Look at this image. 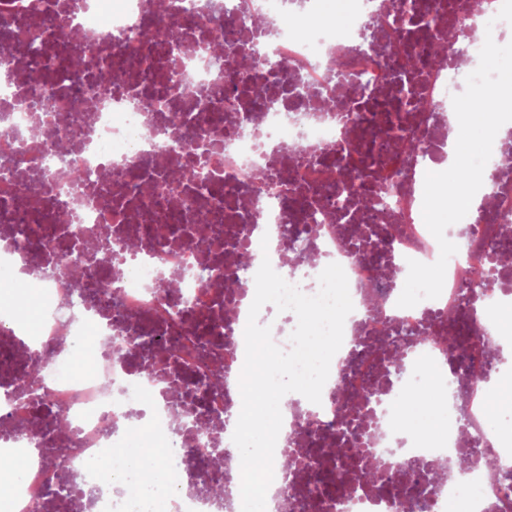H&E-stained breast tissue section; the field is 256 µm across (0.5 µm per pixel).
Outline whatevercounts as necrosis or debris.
I'll list each match as a JSON object with an SVG mask.
<instances>
[{"instance_id":"4bbe7bcc","label":"necrosis or debris","mask_w":512,"mask_h":512,"mask_svg":"<svg viewBox=\"0 0 512 512\" xmlns=\"http://www.w3.org/2000/svg\"><path fill=\"white\" fill-rule=\"evenodd\" d=\"M494 0H0V280L35 279L47 304L30 346L16 327L18 295L0 293V444L38 452L12 512H127L121 482L104 487L86 459L127 447L152 425L183 426L172 471L175 512H241L240 454L232 441L241 405L245 315L255 296L261 226L275 235L271 266L304 294L329 264L342 266L354 309L320 403H282L278 467L266 512H512L502 395L508 368L499 315L512 309V264L493 260L512 241V122L485 167L483 206L446 230L459 251L435 299L401 308L409 260L437 261L422 217L426 172L448 166L459 126L452 98L479 64L478 18ZM258 18L268 43L225 27L214 52L217 5ZM71 14L58 30L56 15ZM181 31L175 80L155 85L164 60L145 35L159 19ZM36 26L61 60L121 69L107 97L83 68L52 86L27 78L16 33ZM263 88V97L253 94ZM335 100L325 111L323 100ZM153 134L143 137L141 128ZM196 183L173 185L185 160ZM270 176L252 190L256 174ZM381 186L384 202L365 192ZM207 213L224 242L200 239ZM137 240L120 257L103 232ZM247 252L251 273L234 274ZM171 282L158 291V279ZM210 329L195 328L198 313ZM101 336L91 371L27 391L35 357L54 369L67 339ZM465 336L464 353L451 346ZM222 371L224 384L210 379ZM448 405L441 433L411 431L415 392ZM382 466L340 458L352 438ZM293 492L285 502V492Z\"/></svg>"}]
</instances>
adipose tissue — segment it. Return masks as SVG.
I'll list each match as a JSON object with an SVG mask.
<instances>
[{
	"label": "adipose tissue",
	"instance_id": "adipose-tissue-1",
	"mask_svg": "<svg viewBox=\"0 0 512 512\" xmlns=\"http://www.w3.org/2000/svg\"><path fill=\"white\" fill-rule=\"evenodd\" d=\"M170 448L165 438L150 430L134 435L123 454L91 463L98 479L110 483L124 478L129 512H159L167 503L172 472L164 462Z\"/></svg>",
	"mask_w": 512,
	"mask_h": 512
}]
</instances>
